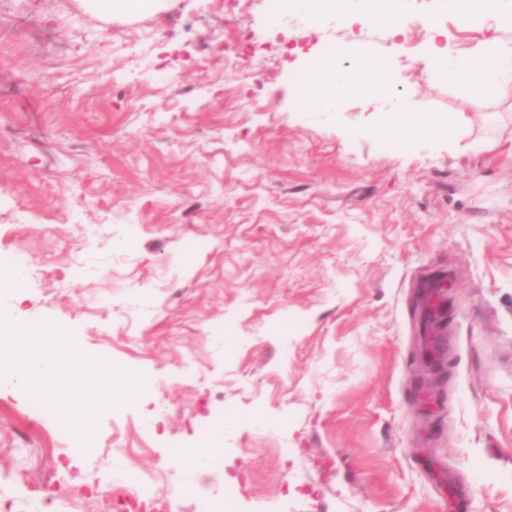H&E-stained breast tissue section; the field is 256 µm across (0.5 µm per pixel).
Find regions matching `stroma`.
I'll return each mask as SVG.
<instances>
[{
    "mask_svg": "<svg viewBox=\"0 0 512 512\" xmlns=\"http://www.w3.org/2000/svg\"><path fill=\"white\" fill-rule=\"evenodd\" d=\"M262 12L0 0V261L32 258L0 308L162 382L101 413L90 459L28 393L0 395V512H122L119 476L140 512H512V85L483 99L428 79L424 32ZM438 27L454 54L512 48L490 17ZM243 34L262 50L225 54ZM331 45L390 64L411 111L469 128L411 152L364 130L361 98L303 112ZM448 272L431 336L416 293ZM437 345L454 363L439 383ZM218 424L214 462H183ZM88 10L98 11L103 4L108 16H133L158 10L162 0H82Z\"/></svg>",
    "mask_w": 512,
    "mask_h": 512,
    "instance_id": "1",
    "label": "stroma"
}]
</instances>
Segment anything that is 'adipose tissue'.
Segmentation results:
<instances>
[{
    "label": "adipose tissue",
    "mask_w": 512,
    "mask_h": 512,
    "mask_svg": "<svg viewBox=\"0 0 512 512\" xmlns=\"http://www.w3.org/2000/svg\"><path fill=\"white\" fill-rule=\"evenodd\" d=\"M288 6L327 22L383 27L394 33L401 29L400 0H289ZM423 61L430 66L432 78L451 88H476L492 97L500 88L512 84V50L492 55L475 50L450 56L433 48ZM360 94L374 111L380 112V134L405 141L411 147L425 136H453L470 125L469 116L462 111L445 116L408 111L393 87L387 64L373 63L360 55L346 64L333 55L324 57L321 65L304 78L303 109L338 112L346 99Z\"/></svg>",
    "instance_id": "obj_1"
}]
</instances>
